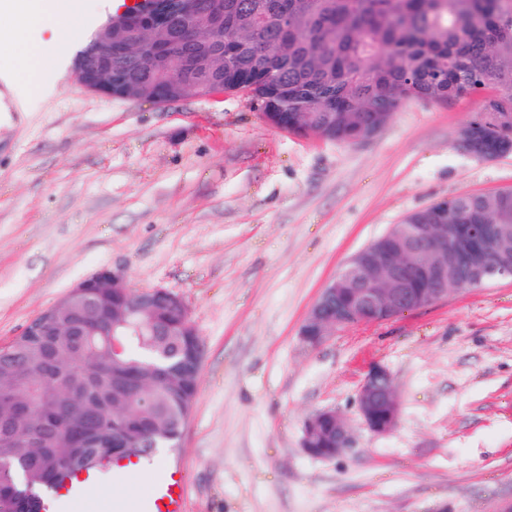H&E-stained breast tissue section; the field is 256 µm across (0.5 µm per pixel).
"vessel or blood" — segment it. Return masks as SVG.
<instances>
[{"mask_svg":"<svg viewBox=\"0 0 512 512\" xmlns=\"http://www.w3.org/2000/svg\"><path fill=\"white\" fill-rule=\"evenodd\" d=\"M157 470V477L144 494L133 499L113 503L91 501L89 512H185L187 487L183 470L178 462L156 465L153 458L131 456L114 460L111 472L114 480H126L138 473ZM95 475L80 472L67 478L63 485L50 497L47 512H60L61 503L75 496L86 495L95 486Z\"/></svg>","mask_w":512,"mask_h":512,"instance_id":"obj_1","label":"vessel or blood"}]
</instances>
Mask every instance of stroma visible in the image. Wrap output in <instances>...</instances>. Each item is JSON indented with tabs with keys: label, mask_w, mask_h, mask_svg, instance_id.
Wrapping results in <instances>:
<instances>
[{
	"label": "stroma",
	"mask_w": 512,
	"mask_h": 512,
	"mask_svg": "<svg viewBox=\"0 0 512 512\" xmlns=\"http://www.w3.org/2000/svg\"><path fill=\"white\" fill-rule=\"evenodd\" d=\"M88 0L73 41L48 47L46 91L0 56V346L107 268L186 302L203 346L175 449L186 512H502L512 503V283L447 299L316 347L299 329L358 250L402 218L467 193L512 190V153L485 160L457 133L470 99L401 105L344 144L267 123L243 93L157 105L84 91L74 62L112 14ZM389 370L400 420L360 424L367 367ZM331 409L356 446L302 448Z\"/></svg>",
	"instance_id": "stroma-1"
}]
</instances>
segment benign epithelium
I'll return each instance as SVG.
<instances>
[{
  "instance_id": "obj_1",
  "label": "benign epithelium",
  "mask_w": 512,
  "mask_h": 512,
  "mask_svg": "<svg viewBox=\"0 0 512 512\" xmlns=\"http://www.w3.org/2000/svg\"><path fill=\"white\" fill-rule=\"evenodd\" d=\"M190 2L196 0H147L142 6L111 15L96 33L94 55L75 60L78 85L93 94L129 101L161 105L180 99L176 93L152 96L149 89L132 80L114 81L112 31L117 27L129 36L167 31L171 47L195 41L200 32L188 21ZM458 143L474 157L494 159L512 152V129L488 126L481 137L461 129ZM488 229L487 224L461 226L422 220L414 225L413 234L406 236L401 225H391L384 235L356 252L323 288L300 328L301 340L318 345L338 328L385 323L400 313L448 298V290H459L463 283L482 287L493 281L512 282V259L501 242L500 256L488 252ZM127 293L121 275L102 269L75 285L56 307L63 312L79 304L91 305L83 329L94 333L104 325L109 294L127 302L131 316L155 308L147 292H139L140 298L132 302ZM357 404L369 431L386 434L396 428L399 405L385 367L373 364L367 369ZM351 443L348 422L333 410L319 411L305 424L302 448L314 458L334 459Z\"/></svg>"
}]
</instances>
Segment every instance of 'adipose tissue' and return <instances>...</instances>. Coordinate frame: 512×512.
<instances>
[{
	"mask_svg": "<svg viewBox=\"0 0 512 512\" xmlns=\"http://www.w3.org/2000/svg\"><path fill=\"white\" fill-rule=\"evenodd\" d=\"M80 0H0V50L21 61L32 91L41 88L46 44L70 41Z\"/></svg>",
	"mask_w": 512,
	"mask_h": 512,
	"instance_id": "adipose-tissue-1",
	"label": "adipose tissue"
}]
</instances>
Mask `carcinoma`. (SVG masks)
I'll return each mask as SVG.
<instances>
[{"instance_id": "carcinoma-1", "label": "carcinoma", "mask_w": 512, "mask_h": 512, "mask_svg": "<svg viewBox=\"0 0 512 512\" xmlns=\"http://www.w3.org/2000/svg\"><path fill=\"white\" fill-rule=\"evenodd\" d=\"M213 0L224 11V49L205 39L187 47L183 97L217 80L245 92L291 131L307 115L344 137L414 101H480L465 123L477 135L488 121L512 116V0ZM266 19L260 50L243 43L252 20ZM112 75L156 81L139 54L112 58ZM450 224L512 225V195H460L422 210ZM140 320L152 330L128 336L112 353V305L106 328L93 336H17L0 347V389L17 359L31 368L36 389L30 412L16 417L0 405V512H40L41 493L56 486L76 453L89 469L112 459L110 448L73 447L68 431L83 407L102 443L118 420L130 444L152 452L175 445L198 394V370L187 360L188 328L176 305L155 299Z\"/></svg>"}]
</instances>
